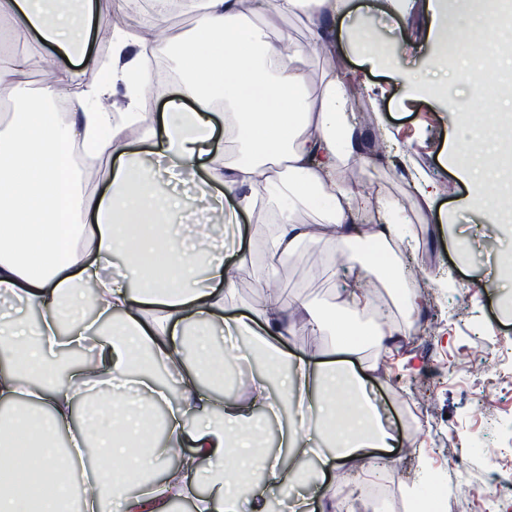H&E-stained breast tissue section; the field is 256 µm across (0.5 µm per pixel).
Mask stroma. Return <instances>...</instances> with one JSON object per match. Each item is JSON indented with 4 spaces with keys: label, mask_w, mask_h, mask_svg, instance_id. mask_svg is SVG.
<instances>
[{
    "label": "stroma",
    "mask_w": 512,
    "mask_h": 512,
    "mask_svg": "<svg viewBox=\"0 0 512 512\" xmlns=\"http://www.w3.org/2000/svg\"><path fill=\"white\" fill-rule=\"evenodd\" d=\"M427 3L439 12L445 0H413L396 18L362 10L341 25L326 20L331 44L308 55L303 72L313 94L334 77L360 86L348 114L361 132L364 159L349 181L365 198L406 211L403 232L412 248L404 271L418 277L416 312L426 318L421 338L399 352L382 357L365 348L359 364L370 370L398 444L373 463L355 464L342 481L360 490L347 499L352 512L371 504L361 490L372 468L390 512H404L416 486L439 491L443 512H506L501 500L462 498L457 489L462 481L483 486L492 476L512 483V292L494 278L497 266L512 264V234L463 206L468 187L448 143L463 124L450 100L468 80L456 59L447 77L431 75L440 42L428 32ZM244 9L269 22L271 33L288 32L305 46V19H278L273 0H245ZM369 30L399 60V70L364 61L358 43ZM421 185L438 190L437 210L417 208ZM356 275L351 263L332 261L323 244L307 243L273 272L272 284L282 307L303 301L319 312L336 304L337 289Z\"/></svg>",
    "instance_id": "1"
}]
</instances>
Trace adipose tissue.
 Here are the masks:
<instances>
[{
	"instance_id": "ef3b65f1",
	"label": "adipose tissue",
	"mask_w": 512,
	"mask_h": 512,
	"mask_svg": "<svg viewBox=\"0 0 512 512\" xmlns=\"http://www.w3.org/2000/svg\"><path fill=\"white\" fill-rule=\"evenodd\" d=\"M78 2L76 23L67 0H0L10 41L0 47V100L11 107L0 133V298L40 312L33 323L0 314V406L13 409L0 416V465H10L22 440L40 477L32 489L0 484V512H60L77 484L80 512H168L172 499L194 496L199 480L208 492L194 497L195 512H237L240 471L288 484L302 478L306 456L338 471L394 447L367 377L353 367L360 349L353 320L372 314L367 334L379 355L405 338L404 326L377 317L369 285L385 277L406 288V239L387 218L355 223L356 191L340 176L360 157L347 91L333 80L312 98L303 83L306 51L327 46L321 17L346 15L349 0H276L279 16L305 14L303 51L247 19L243 0H189L194 39L175 44L113 30L105 71L97 66L99 0ZM151 56L178 57L186 69L158 116L145 111L138 92ZM44 62L52 77L29 88L23 74ZM225 102L234 113L220 125ZM219 127L240 145L238 156L221 150ZM450 153L471 188L465 208L512 217V189L473 164L463 140L453 139ZM317 201L318 221L298 222L296 210ZM257 213L269 216L271 235L225 254L215 224ZM364 238L367 251H351ZM314 241L358 268L340 291V313L318 315L301 302L288 311L270 298L252 314L226 315L235 273L253 251L273 268ZM297 331L338 335L335 359L313 361L278 346ZM218 333L260 347L282 374L280 394L258 378L242 401L215 397L229 364L208 342ZM61 348L94 354L99 372L78 366L47 384ZM148 363L163 367L180 392L164 442L139 414L142 403L167 398ZM286 399L296 416L282 428L278 450L255 455L250 412L278 417ZM311 410L331 449L305 448L301 419ZM198 411L210 419L187 427ZM65 427L71 434L62 446ZM186 441L192 453L168 467L172 448Z\"/></svg>"
}]
</instances>
